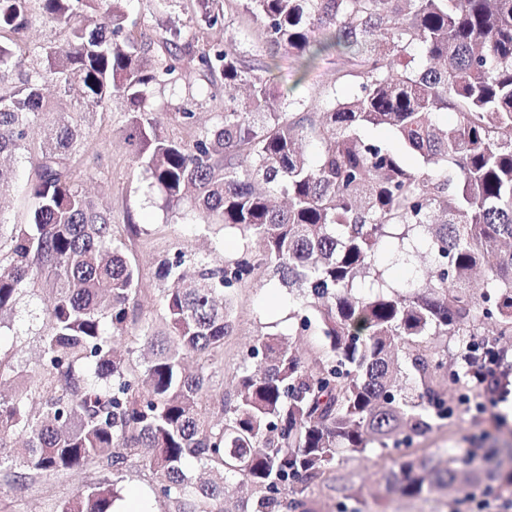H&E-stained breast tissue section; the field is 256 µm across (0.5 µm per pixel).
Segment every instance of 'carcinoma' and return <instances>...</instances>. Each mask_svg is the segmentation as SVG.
Here are the masks:
<instances>
[{"instance_id":"obj_1","label":"carcinoma","mask_w":512,"mask_h":512,"mask_svg":"<svg viewBox=\"0 0 512 512\" xmlns=\"http://www.w3.org/2000/svg\"><path fill=\"white\" fill-rule=\"evenodd\" d=\"M32 0H0V34L19 35ZM47 22L67 33L42 49V67L0 90V159L33 147L29 220L0 223V316L24 288L43 294L47 327L37 368L20 375L0 357V468L15 480L72 469L123 470L145 462L168 512H312L308 490L343 452L387 446L398 433L448 416L435 384L428 336L475 341L486 323L512 336V0H245L265 42L307 68L334 52L361 78L352 95L317 112H289L272 66L239 59L224 43L198 47L174 22L157 36L162 55L138 44L123 0L91 26L95 0H38ZM216 0H200L199 25L219 23ZM193 64L224 79V117L186 142L162 130L151 99ZM13 40H0V72L20 69ZM78 89L83 112H57L39 89ZM119 98L128 106L126 142L157 191L160 207L218 224L246 241L239 258L212 267L182 253L158 264L166 283L162 329L138 318L137 268L113 247L111 211L76 183L74 162L87 110ZM451 111L452 125L439 114ZM393 133L434 177L409 167L383 143L358 134ZM432 258L426 289L387 283L375 253ZM265 268L302 304L293 329L321 326L327 351L307 364L280 334L262 339L221 424L203 419L211 376L188 360L224 346L232 328L226 290ZM130 336L152 357L139 366L112 346ZM41 409L27 404V389ZM27 435L25 447L11 446ZM214 478L192 483L189 460ZM397 491L417 497L472 485L512 488V465L496 453L403 463ZM251 487L235 495L236 480ZM119 499L103 479L60 512H112Z\"/></svg>"}]
</instances>
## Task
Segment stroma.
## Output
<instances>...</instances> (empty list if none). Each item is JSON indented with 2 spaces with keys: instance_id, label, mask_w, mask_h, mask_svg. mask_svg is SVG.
Here are the masks:
<instances>
[{
  "instance_id": "obj_1",
  "label": "stroma",
  "mask_w": 512,
  "mask_h": 512,
  "mask_svg": "<svg viewBox=\"0 0 512 512\" xmlns=\"http://www.w3.org/2000/svg\"><path fill=\"white\" fill-rule=\"evenodd\" d=\"M224 15L222 23L205 31L208 41H222L241 59L249 61L268 57L260 28L246 13L242 0H220ZM126 10L133 22L131 34L139 43L153 42L163 25L174 22L184 29H196L199 19L197 0H128ZM63 30L33 19L17 45V53L25 66L36 63L41 46L63 45ZM274 75L289 99L318 106L334 93L356 91L358 81L348 77L337 80L336 57L324 55L308 70H301L288 52H278ZM153 106L160 113L165 131L193 139L196 130L218 123L224 113V97L212 92L209 80L194 69L183 70L176 87L155 91ZM196 112V129L178 124L175 115L184 110ZM126 114L121 101H112L106 110L94 116L82 147L78 183L90 196L105 204L112 212L114 243L139 271L140 313L143 321L161 324L163 309L158 295L162 287L156 277L159 262L176 253L199 254L212 265L240 256L242 243L238 234L224 232L220 226L192 224L175 212L159 208L147 197V180L132 160L125 142ZM31 172L26 151H19L13 165V187L0 200V219L8 224L26 223L29 201L25 187ZM137 224L138 235L127 233V223ZM232 330L224 339L221 351L205 358L204 367L211 373V389L206 402V417L221 418L222 395L233 391L253 346L269 333H288L290 347L302 360H309L325 344L318 325H311L304 335L288 332V316L296 310L294 294L283 288L278 279L264 270H257L252 279L230 288ZM46 334L38 291H24L14 311L0 321V356L6 357L16 370L35 369L39 363ZM454 336H433L426 346L441 367L436 381L453 413L445 420L412 440H399L381 447L371 443L361 454H343L327 470L308 493L313 512H479L475 499L467 495V486L436 489L419 497H404L389 491L386 477L399 471L411 457L431 455L447 461L449 452L483 453V432H491L498 444L512 446V395L497 407L484 410L461 406L463 392L460 380L464 367L457 359ZM93 470H74L61 475H43L26 483L15 482L12 474L0 471V512H56L61 503L80 490L101 479ZM110 478L120 495L139 490L151 505L152 512H168V502L157 489L152 472L141 462L129 461L126 468L111 473Z\"/></svg>"
}]
</instances>
